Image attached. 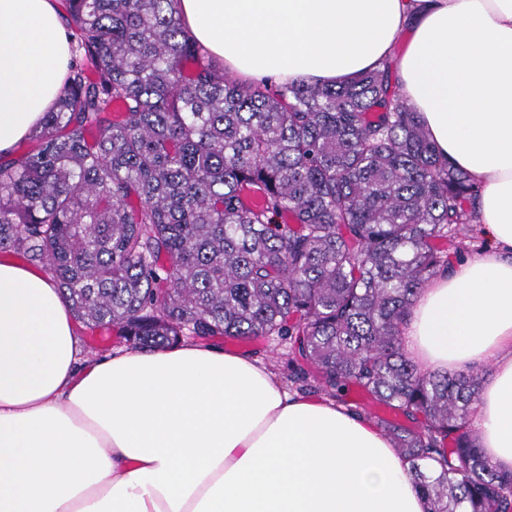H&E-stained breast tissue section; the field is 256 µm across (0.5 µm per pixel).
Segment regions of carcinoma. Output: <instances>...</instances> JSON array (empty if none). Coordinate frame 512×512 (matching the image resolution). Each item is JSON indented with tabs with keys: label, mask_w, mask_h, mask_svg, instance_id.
<instances>
[{
	"label": "carcinoma",
	"mask_w": 512,
	"mask_h": 512,
	"mask_svg": "<svg viewBox=\"0 0 512 512\" xmlns=\"http://www.w3.org/2000/svg\"><path fill=\"white\" fill-rule=\"evenodd\" d=\"M176 0H61L74 55L54 108L0 159V252L133 349L264 338L306 396L355 387L430 512H512L470 426L486 370L421 368L402 327L478 220L393 65L334 87L248 85Z\"/></svg>",
	"instance_id": "obj_1"
}]
</instances>
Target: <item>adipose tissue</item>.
<instances>
[{
  "label": "adipose tissue",
  "mask_w": 512,
  "mask_h": 512,
  "mask_svg": "<svg viewBox=\"0 0 512 512\" xmlns=\"http://www.w3.org/2000/svg\"><path fill=\"white\" fill-rule=\"evenodd\" d=\"M176 11L250 84L337 86L393 63L430 138L478 185L491 243L420 290L404 347L430 370L493 363L478 435L512 469V0H177ZM69 59L56 0H0V156L55 104ZM429 509L388 437L335 401L192 342L81 361L51 276L0 262V512Z\"/></svg>",
  "instance_id": "adipose-tissue-1"
}]
</instances>
